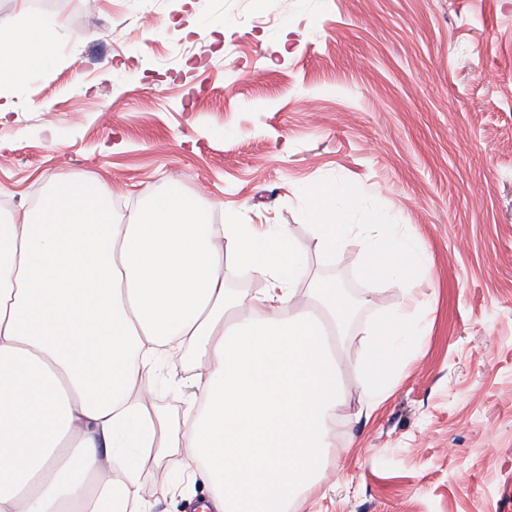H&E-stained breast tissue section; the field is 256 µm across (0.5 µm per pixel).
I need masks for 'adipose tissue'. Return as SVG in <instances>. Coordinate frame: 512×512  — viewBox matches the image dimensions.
Segmentation results:
<instances>
[{
	"label": "adipose tissue",
	"mask_w": 512,
	"mask_h": 512,
	"mask_svg": "<svg viewBox=\"0 0 512 512\" xmlns=\"http://www.w3.org/2000/svg\"><path fill=\"white\" fill-rule=\"evenodd\" d=\"M56 35L26 9L0 23V120L7 91L47 66ZM337 188L307 190L320 252L362 237L389 276L417 258L378 224L337 213ZM269 280L226 304L224 245ZM303 253L278 224H217L174 184L128 223H115L101 183L64 179L21 221H0V512H148L140 451L179 455L210 494L204 512H289L316 481L337 384L336 286L320 283L327 316L296 309ZM193 356L202 402L171 434L131 392L164 360Z\"/></svg>",
	"instance_id": "adipose-tissue-1"
}]
</instances>
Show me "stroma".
<instances>
[{"label":"stroma","instance_id":"obj_1","mask_svg":"<svg viewBox=\"0 0 512 512\" xmlns=\"http://www.w3.org/2000/svg\"><path fill=\"white\" fill-rule=\"evenodd\" d=\"M58 26V54L0 122V218L93 178L119 223L177 183L218 224H279L356 297L315 486L294 512H512V0H0ZM339 190L351 224L393 225L425 260L370 274L362 243L316 248L304 193ZM422 336L362 390L369 330ZM194 364L147 381L183 426ZM145 456L151 512H192Z\"/></svg>","mask_w":512,"mask_h":512}]
</instances>
